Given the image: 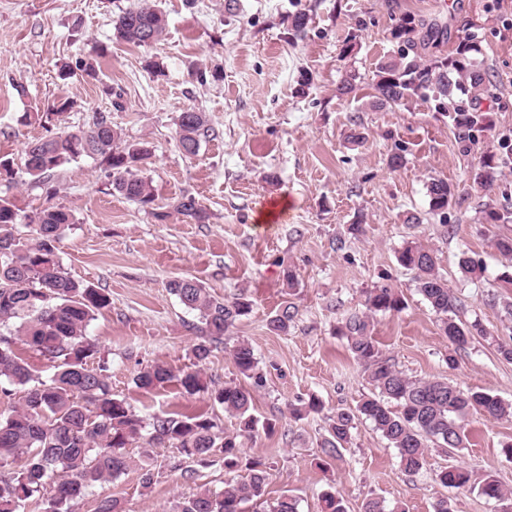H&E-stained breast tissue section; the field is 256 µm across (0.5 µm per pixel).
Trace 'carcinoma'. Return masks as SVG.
Here are the masks:
<instances>
[{
	"instance_id": "carcinoma-1",
	"label": "carcinoma",
	"mask_w": 512,
	"mask_h": 512,
	"mask_svg": "<svg viewBox=\"0 0 512 512\" xmlns=\"http://www.w3.org/2000/svg\"><path fill=\"white\" fill-rule=\"evenodd\" d=\"M310 15L300 11L291 17L289 40L307 36ZM167 27L166 14L153 0L127 9L113 19V36L123 43L145 46L144 34L151 43L159 42ZM444 36L431 23L404 19L392 38L397 58L381 62L376 68L373 99L365 108L376 110L401 104L414 97L434 102L437 112L473 141L485 128V117L477 102L487 91L486 76L476 56L481 42L474 34L459 40L456 57L426 61L422 51ZM212 128L205 113L187 107L178 117L175 140L186 155L198 152ZM500 154L483 158L474 181L482 189L491 186L498 169L512 155V143L500 144ZM154 146L147 140L126 143L122 130L99 115L92 124L76 131H62L37 137L27 143L25 172L39 178L80 157L104 159L114 193L143 208L154 211L162 220L166 214L154 210L157 197L151 181L142 169L151 159ZM430 211L443 214L455 203L454 188L440 177L426 184ZM174 209L197 224L208 221L207 212L196 198L183 196ZM18 209L8 198H0V399L21 396L9 413H0V512H24L35 499L41 512H74L71 503L84 493L111 482L130 470L140 471V485L152 487L157 472L149 462V450H171L167 467L181 473L187 482L196 479V470L188 462L206 464L219 457L228 473L247 471L244 480L229 479L224 490L201 488L175 501L170 512H243L242 504L252 502L256 512H298V501L283 495L273 501L266 497L269 466L258 458H248L241 439L259 430L270 431L274 419L254 414L253 394L243 384H218L199 370L174 372L164 365L139 369L134 385L146 392L174 385L187 396L206 397L209 407L224 409L236 420L229 433L221 429L207 410L177 412L160 410L147 418L140 416L124 398L112 394L108 362L98 344L87 336V327L96 312L110 304L104 292L76 280L64 270L58 244L64 231L74 223L73 215L62 208L44 209L30 218L32 234L20 236ZM402 266L415 272L417 289L440 321L443 334L456 348L469 339L484 335L477 321L459 319L460 300L438 271L434 251L421 245H408L399 254ZM170 294L178 298L198 319L200 341L192 348L198 363L206 361L213 349L222 344L236 321L248 315L253 301L241 292L226 299L210 295L196 281L175 278L168 282ZM365 310L344 316L336 335L346 339L354 360L368 369L370 394L355 407H338L325 416L327 427L320 442L326 459H337L351 442L355 422H370L389 445L397 450L402 470L419 473L425 464L427 448L459 450L464 447V422L472 412L488 420L512 416V404L489 391L463 390L446 378L416 379L396 369L372 336L370 319L381 313H399L402 297L390 286L381 285L367 293ZM297 308L285 300L269 317L268 329L286 335L294 328ZM21 341L38 356L53 364V373L44 379L18 354L14 345ZM230 355L239 374L252 386H263L265 377L252 346L236 341ZM315 397L305 403L291 404V416L301 418L323 411ZM145 445L134 456L135 443ZM442 486L478 489L489 500L505 502L512 492L503 489L493 473L479 483L460 466L445 467L435 473ZM322 512H347L339 492L322 495Z\"/></svg>"
}]
</instances>
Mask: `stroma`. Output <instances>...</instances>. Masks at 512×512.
Segmentation results:
<instances>
[{
    "label": "stroma",
    "mask_w": 512,
    "mask_h": 512,
    "mask_svg": "<svg viewBox=\"0 0 512 512\" xmlns=\"http://www.w3.org/2000/svg\"><path fill=\"white\" fill-rule=\"evenodd\" d=\"M139 0H0V196L20 210L21 234L28 217L46 208L70 211L74 224L59 244L66 272L101 289L111 304L91 321L111 369L112 392L141 416L159 409L202 408L170 386L144 393L133 384L139 366L162 364L177 371L200 368L217 382H241L224 348L195 364L197 318L169 293L170 279L195 280L212 295L230 297L245 289L252 312L230 330L254 349L265 375L253 391L255 413L277 417L276 431L246 440L247 454L269 466L271 497L294 495L299 512H319L320 498L336 486L347 512H361L376 497L406 512H433L448 498L456 512H500L498 502L477 491L446 488L434 474L448 465L465 467L474 479L493 473L512 489V461L502 453L512 443V418L487 421L474 413L463 450L429 449L424 468L405 474L397 451L357 422L340 459L321 469L323 415L290 418L288 406L317 396L326 407L356 405L371 386L334 327L344 313L358 311L367 292L389 285L406 307L377 315L372 334L396 368L413 378H445L462 389H484L512 403V361L497 352L512 343V259L495 248L512 236V221L493 224L487 209L512 212V163L493 187L480 189L474 174L483 155L512 138V0H155L168 27L158 44L134 47L116 42L112 20ZM312 17L309 33L288 41V18ZM437 23L442 41L425 52L429 61L450 58L459 39L476 34L483 46L481 68L490 80L481 107L490 125L463 146L447 117L418 99L365 110L378 63L393 56L392 32L403 17ZM95 59L96 78L61 82L63 64ZM158 61L163 75L145 63ZM353 78L356 92L341 97L336 86ZM73 103L62 116L48 114L53 101ZM205 112L213 135L197 155L182 154L174 131L183 108ZM104 114L125 140L151 141L155 154L143 170L166 212L151 210L112 191L102 159L81 157L35 179L25 173L26 143L46 131L75 130ZM365 142L353 144V130ZM402 150L404 163L389 169L388 157ZM448 180L459 199L447 216L429 209L426 183ZM196 198L210 215L197 224L174 202ZM288 204L277 223L264 222L268 201ZM417 223H407L408 215ZM362 223L363 232L353 224ZM419 243L433 249L438 268L463 304L462 322H480L485 336L457 353L436 315L419 294L414 274L398 262L399 252ZM469 256L483 269L466 278L458 259ZM293 269L295 290L283 273ZM298 309L285 336L269 332L267 320L284 300ZM168 452L154 453L157 482L142 490L137 471L89 492L77 512H95L100 496L120 500L126 512H169L174 500L198 486L219 491L227 475L222 463L184 481L167 466Z\"/></svg>",
    "instance_id": "1"
}]
</instances>
